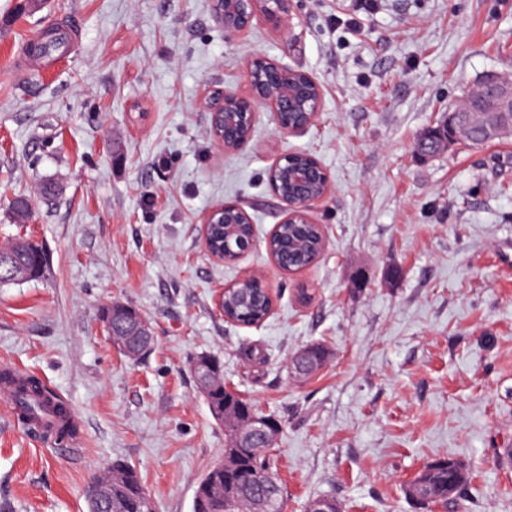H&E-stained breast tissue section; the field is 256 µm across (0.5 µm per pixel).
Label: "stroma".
Segmentation results:
<instances>
[{
    "instance_id": "1",
    "label": "stroma",
    "mask_w": 512,
    "mask_h": 512,
    "mask_svg": "<svg viewBox=\"0 0 512 512\" xmlns=\"http://www.w3.org/2000/svg\"><path fill=\"white\" fill-rule=\"evenodd\" d=\"M0 0V246H41L40 279L0 285V367L20 369L81 416L74 442L29 434L0 402V512H88L112 462L134 467L157 512H192L224 454V429L189 363L218 358L224 381L279 420L286 512L317 496L342 512H421L403 488L451 453L468 466L467 512H512V139L429 159L414 145L486 76L512 72V0H288L228 35L212 0ZM72 22L63 48L18 82L17 46ZM257 54L323 90L308 129L281 134L256 112L247 144L209 136L212 88L243 94ZM313 155L331 190L310 215L325 248L280 270L265 245L287 206L272 161ZM56 187L40 194L41 184ZM29 199L27 216L10 203ZM227 201L255 226L236 262L210 256L203 218ZM264 275L274 309L225 322L216 300ZM148 323L137 359L100 309ZM330 351L306 381L291 357ZM261 360H250L251 352Z\"/></svg>"
}]
</instances>
